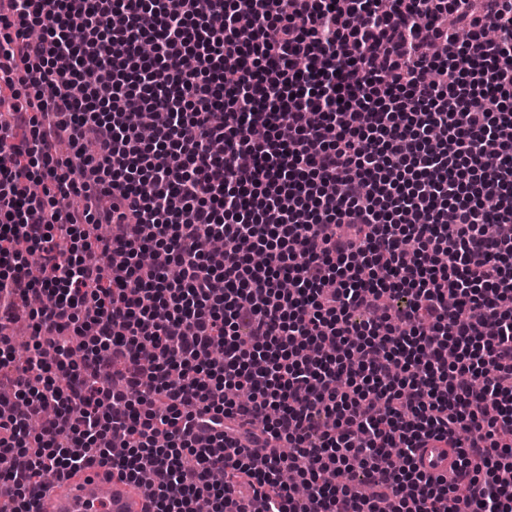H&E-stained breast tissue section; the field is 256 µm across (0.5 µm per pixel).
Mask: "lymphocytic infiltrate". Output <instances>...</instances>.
Returning a JSON list of instances; mask_svg holds the SVG:
<instances>
[{"mask_svg": "<svg viewBox=\"0 0 512 512\" xmlns=\"http://www.w3.org/2000/svg\"><path fill=\"white\" fill-rule=\"evenodd\" d=\"M8 99L13 498L512 512V0H7ZM426 447L422 449L421 467L431 474L448 471L457 458V448H446L443 443L431 440ZM37 495L36 512H146L149 503L141 485L95 466L73 477H55Z\"/></svg>", "mask_w": 512, "mask_h": 512, "instance_id": "obj_1", "label": "lymphocytic infiltrate"}]
</instances>
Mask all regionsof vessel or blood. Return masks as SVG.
<instances>
[{"label":"vessel or blood","instance_id":"1","mask_svg":"<svg viewBox=\"0 0 512 512\" xmlns=\"http://www.w3.org/2000/svg\"><path fill=\"white\" fill-rule=\"evenodd\" d=\"M456 449L429 441L421 467L431 474L448 471ZM148 493L141 485L106 468L90 466L72 477L54 478L43 486L33 504L35 512H147Z\"/></svg>","mask_w":512,"mask_h":512}]
</instances>
